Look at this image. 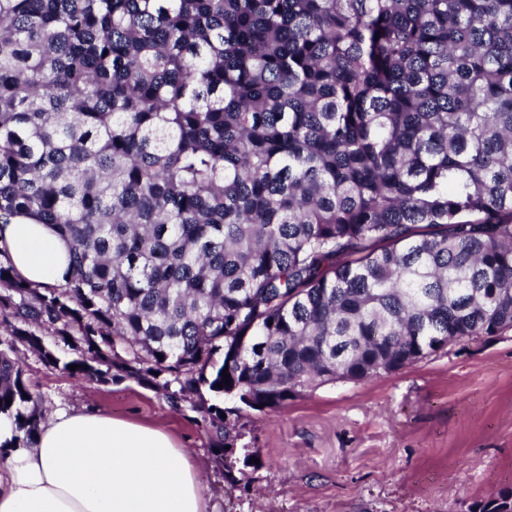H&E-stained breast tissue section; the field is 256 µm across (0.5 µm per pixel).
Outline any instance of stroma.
<instances>
[{
  "instance_id": "35a3bbf8",
  "label": "stroma",
  "mask_w": 512,
  "mask_h": 512,
  "mask_svg": "<svg viewBox=\"0 0 512 512\" xmlns=\"http://www.w3.org/2000/svg\"><path fill=\"white\" fill-rule=\"evenodd\" d=\"M25 377L46 413L97 406L168 431L202 464L214 512H470L512 488V330L400 370L307 390L252 413L224 476L200 414L124 379L93 383L26 352Z\"/></svg>"
}]
</instances>
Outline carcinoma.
<instances>
[{
  "label": "carcinoma",
  "instance_id": "1",
  "mask_svg": "<svg viewBox=\"0 0 512 512\" xmlns=\"http://www.w3.org/2000/svg\"><path fill=\"white\" fill-rule=\"evenodd\" d=\"M20 214L69 263L40 288L0 260V449L42 420L24 350L187 402L220 445L223 413L498 336L512 0H0V224Z\"/></svg>",
  "mask_w": 512,
  "mask_h": 512
}]
</instances>
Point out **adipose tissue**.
<instances>
[{
	"label": "adipose tissue",
	"instance_id": "adipose-tissue-1",
	"mask_svg": "<svg viewBox=\"0 0 512 512\" xmlns=\"http://www.w3.org/2000/svg\"><path fill=\"white\" fill-rule=\"evenodd\" d=\"M0 249L39 286L61 283L68 252L51 230L18 217ZM0 512H207L200 469L167 432L98 409L48 416L34 441L0 462Z\"/></svg>",
	"mask_w": 512,
	"mask_h": 512
}]
</instances>
